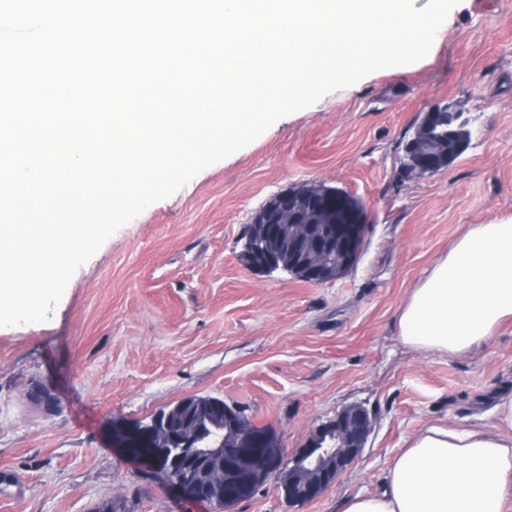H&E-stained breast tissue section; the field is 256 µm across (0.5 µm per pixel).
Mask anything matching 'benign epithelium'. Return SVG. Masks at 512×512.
<instances>
[{
  "instance_id": "obj_1",
  "label": "benign epithelium",
  "mask_w": 512,
  "mask_h": 512,
  "mask_svg": "<svg viewBox=\"0 0 512 512\" xmlns=\"http://www.w3.org/2000/svg\"><path fill=\"white\" fill-rule=\"evenodd\" d=\"M469 118L448 106L424 113L405 146V169L420 177L447 168L468 145ZM367 212L348 193L330 187L279 192L254 214L244 237L241 256L259 271L283 270L313 283L348 273L361 258L366 243ZM171 407L143 423L112 428L116 448H139L140 461L162 474L187 497L202 494L181 463L205 465L210 491L224 494V506L237 503L244 492L258 488L263 478L288 473L283 483L290 503H306L320 495L361 454L372 428L370 414L344 409L322 424L302 448L286 453L274 433L248 425L240 409L224 405L228 440L202 448L198 423L174 433L167 427Z\"/></svg>"
}]
</instances>
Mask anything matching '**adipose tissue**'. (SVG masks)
Instances as JSON below:
<instances>
[{
	"mask_svg": "<svg viewBox=\"0 0 512 512\" xmlns=\"http://www.w3.org/2000/svg\"><path fill=\"white\" fill-rule=\"evenodd\" d=\"M512 319V218L473 224L401 307L409 349L456 358ZM492 430L432 424L394 457L380 491L340 512H512V392L496 396Z\"/></svg>",
	"mask_w": 512,
	"mask_h": 512,
	"instance_id": "obj_1",
	"label": "adipose tissue"
}]
</instances>
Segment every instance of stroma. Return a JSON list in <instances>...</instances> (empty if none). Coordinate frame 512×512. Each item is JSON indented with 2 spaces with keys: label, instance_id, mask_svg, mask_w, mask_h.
I'll list each match as a JSON object with an SVG mask.
<instances>
[{
  "label": "stroma",
  "instance_id": "stroma-1",
  "mask_svg": "<svg viewBox=\"0 0 512 512\" xmlns=\"http://www.w3.org/2000/svg\"><path fill=\"white\" fill-rule=\"evenodd\" d=\"M470 113L467 150L407 176L425 112ZM340 188L370 214L344 276L308 283L240 253L273 194ZM512 218V0H462L421 61L376 71L276 121L116 231L74 274L48 320L0 328V512H222L113 447L112 429L202 396L242 408L283 448L343 408L374 426L319 497L289 504L279 474L229 512H339L377 492L405 441L441 422L488 429L512 391V322L454 359L405 347L398 314L471 224ZM46 385V411L30 396Z\"/></svg>",
  "mask_w": 512,
  "mask_h": 512
}]
</instances>
